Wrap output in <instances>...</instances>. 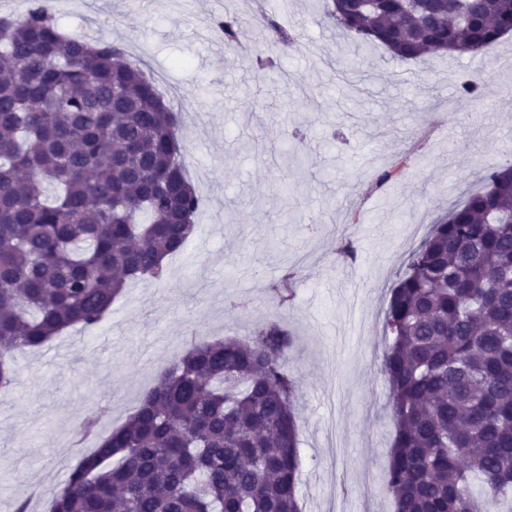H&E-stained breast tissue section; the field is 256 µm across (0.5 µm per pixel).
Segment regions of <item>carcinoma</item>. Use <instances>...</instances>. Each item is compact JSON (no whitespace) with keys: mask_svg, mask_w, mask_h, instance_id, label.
Masks as SVG:
<instances>
[{"mask_svg":"<svg viewBox=\"0 0 512 512\" xmlns=\"http://www.w3.org/2000/svg\"><path fill=\"white\" fill-rule=\"evenodd\" d=\"M351 40L405 63L476 57L512 31V0H331ZM269 48L297 42L274 18ZM232 47L248 36L219 24ZM125 53L66 36L41 2L0 17V392L17 354L97 327L132 282L163 283L202 202L176 113ZM399 154L375 177L397 182ZM429 231L391 290L383 356L395 420L393 512H512V165ZM334 253L354 259L341 236ZM294 271L273 285L290 300ZM292 346L277 320L245 340H191L126 423L83 454L50 512H301ZM101 408L76 435L91 434Z\"/></svg>","mask_w":512,"mask_h":512,"instance_id":"carcinoma-1","label":"carcinoma"}]
</instances>
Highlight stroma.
Returning a JSON list of instances; mask_svg holds the SVG:
<instances>
[{
  "label": "stroma",
  "instance_id": "stroma-1",
  "mask_svg": "<svg viewBox=\"0 0 512 512\" xmlns=\"http://www.w3.org/2000/svg\"><path fill=\"white\" fill-rule=\"evenodd\" d=\"M95 2L97 37L142 57L169 90L204 206L165 283L132 284L97 329L17 354L13 388L0 394V512H16L30 487L57 488L78 458V422L105 405L99 435L123 424L192 336L245 339L272 319L294 337L286 364L299 378L303 512L336 500L346 512H392L385 313L424 226L512 162V32L480 57L394 65L369 44L340 83L341 37L322 0H279L274 13L299 47L281 52L283 75L261 79L248 0ZM228 13L251 31L230 49L213 29ZM474 76L480 99L458 101ZM435 122L452 127L454 145L427 133ZM407 142L406 176L374 190V173ZM341 235L357 241L356 260L332 253ZM291 265L297 284L281 309L270 286Z\"/></svg>",
  "mask_w": 512,
  "mask_h": 512
}]
</instances>
